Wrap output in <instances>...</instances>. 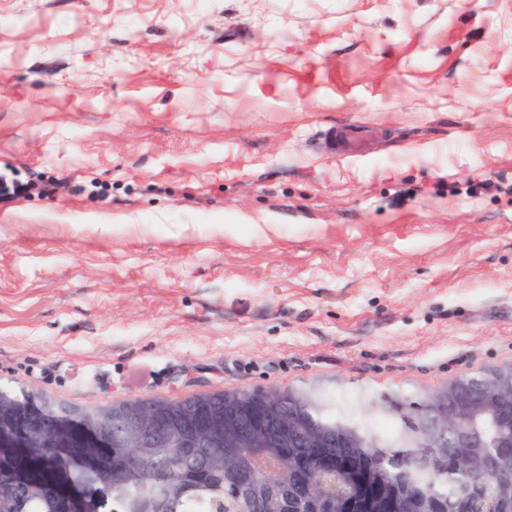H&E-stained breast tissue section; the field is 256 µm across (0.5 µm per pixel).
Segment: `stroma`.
I'll return each instance as SVG.
<instances>
[{
  "label": "stroma",
  "mask_w": 512,
  "mask_h": 512,
  "mask_svg": "<svg viewBox=\"0 0 512 512\" xmlns=\"http://www.w3.org/2000/svg\"><path fill=\"white\" fill-rule=\"evenodd\" d=\"M349 123L374 148L325 151ZM1 171V385L423 399L512 362V0H0Z\"/></svg>",
  "instance_id": "1"
}]
</instances>
